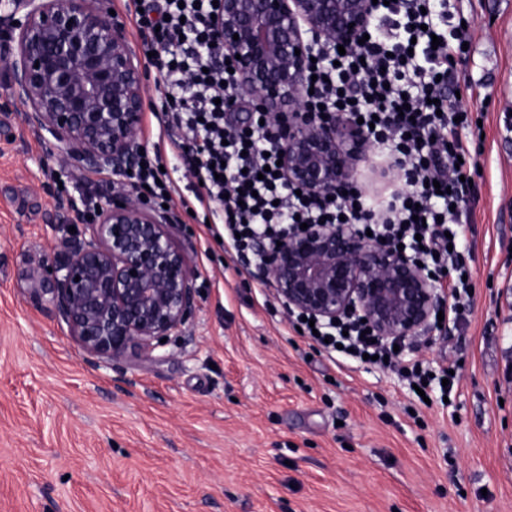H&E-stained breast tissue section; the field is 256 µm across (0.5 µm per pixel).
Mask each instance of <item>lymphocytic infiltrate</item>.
I'll use <instances>...</instances> for the list:
<instances>
[{
    "label": "lymphocytic infiltrate",
    "instance_id": "lymphocytic-infiltrate-1",
    "mask_svg": "<svg viewBox=\"0 0 512 512\" xmlns=\"http://www.w3.org/2000/svg\"><path fill=\"white\" fill-rule=\"evenodd\" d=\"M134 22L150 62L165 79L158 116L173 157L199 187L195 198L218 223L213 237L237 255L261 263L259 241L274 243L295 222L346 221L391 246H403L435 281L448 285L445 322L460 323L475 283L465 257L463 215L475 189L468 110L450 87L452 60L463 59L469 29L451 26L449 0H391L369 22L368 40L345 52L315 50L314 91L308 111L364 119L375 147L394 153L405 188L377 212L362 192L334 198L297 194L273 174L282 151L262 112L234 128L226 102L238 91L224 50L214 43L213 0H133ZM193 73V83L182 80ZM408 115H400V106ZM300 335L335 357L386 358L425 394L448 396L458 383L448 369L407 359L393 344L373 340L364 323L328 326L300 322Z\"/></svg>",
    "mask_w": 512,
    "mask_h": 512
}]
</instances>
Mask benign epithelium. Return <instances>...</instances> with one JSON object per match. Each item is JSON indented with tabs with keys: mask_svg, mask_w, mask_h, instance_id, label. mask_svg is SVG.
<instances>
[{
	"mask_svg": "<svg viewBox=\"0 0 512 512\" xmlns=\"http://www.w3.org/2000/svg\"><path fill=\"white\" fill-rule=\"evenodd\" d=\"M104 4L0 0V37L14 47L6 96L24 105V124L49 134L64 161L125 178L144 150L148 62ZM374 11L372 0H223L216 39L252 108L277 131L285 183L315 196L358 185L355 172L371 141L342 116L323 119L304 108L313 47L358 42ZM394 170L385 154L372 175L384 183ZM51 220L79 230L44 266L41 291L87 354L116 360L134 350L150 357L163 337L182 331L194 275L171 243L169 210L147 205L128 183L102 194L88 220L71 202ZM262 250L259 271L284 310L323 324L355 313L377 335L406 341L431 326L444 301V290L417 262L364 238L354 224L297 227L281 245Z\"/></svg>",
	"mask_w": 512,
	"mask_h": 512,
	"instance_id": "7a95c632",
	"label": "benign epithelium"
}]
</instances>
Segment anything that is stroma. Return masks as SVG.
Segmentation results:
<instances>
[{
    "label": "stroma",
    "instance_id": "obj_1",
    "mask_svg": "<svg viewBox=\"0 0 512 512\" xmlns=\"http://www.w3.org/2000/svg\"><path fill=\"white\" fill-rule=\"evenodd\" d=\"M455 71L485 133L470 200L476 294L405 353L462 361L448 404L394 371L331 360L270 286L180 201L196 273L183 335L151 357L87 355L38 290L64 231L54 205L114 177L67 164L0 83V512H512V0H462Z\"/></svg>",
    "mask_w": 512,
    "mask_h": 512
}]
</instances>
